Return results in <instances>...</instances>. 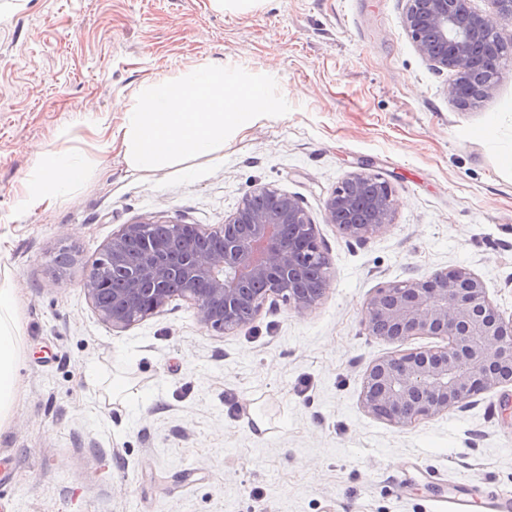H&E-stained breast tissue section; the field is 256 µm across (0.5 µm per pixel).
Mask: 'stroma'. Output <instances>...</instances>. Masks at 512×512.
I'll list each match as a JSON object with an SVG mask.
<instances>
[{
	"label": "stroma",
	"instance_id": "35a3bbf8",
	"mask_svg": "<svg viewBox=\"0 0 512 512\" xmlns=\"http://www.w3.org/2000/svg\"><path fill=\"white\" fill-rule=\"evenodd\" d=\"M404 7L0 0V272L23 336L0 438L6 512H429L435 486L512 495V385L409 427L360 405L372 362L442 344L370 336L362 309L379 287L463 267L512 316V58L490 98L459 108ZM218 62L274 77L290 112L236 129L222 161L131 170L110 133L142 86ZM60 148L83 160L73 192L28 205ZM360 172L394 199L392 223L361 242L325 221ZM266 184L301 202L328 254L312 310L270 300L224 334L180 298L123 330L99 320L84 281L121 225L213 227Z\"/></svg>",
	"mask_w": 512,
	"mask_h": 512
}]
</instances>
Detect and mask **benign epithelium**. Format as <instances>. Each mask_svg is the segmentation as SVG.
<instances>
[{"instance_id": "obj_1", "label": "benign epithelium", "mask_w": 512, "mask_h": 512, "mask_svg": "<svg viewBox=\"0 0 512 512\" xmlns=\"http://www.w3.org/2000/svg\"><path fill=\"white\" fill-rule=\"evenodd\" d=\"M406 0L403 26L417 52L454 72L448 99L469 108L489 98L500 78L505 42L498 20L512 21V0ZM390 185L357 173L325 204L326 223L364 240L390 224ZM154 222L124 224L95 264L85 290L99 319L125 329L161 312L178 296L195 305L200 323L226 332L251 324L272 296L296 312L323 297L330 263L317 225L300 202L272 186L246 194L213 228L166 223L188 248L157 247ZM365 329L387 341L435 336L445 345L381 358L365 372L361 405L369 415L407 427L512 384V318L499 313L483 281L462 267L378 288L362 312Z\"/></svg>"}]
</instances>
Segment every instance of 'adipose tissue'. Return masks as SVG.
Wrapping results in <instances>:
<instances>
[{"instance_id": "adipose-tissue-1", "label": "adipose tissue", "mask_w": 512, "mask_h": 512, "mask_svg": "<svg viewBox=\"0 0 512 512\" xmlns=\"http://www.w3.org/2000/svg\"><path fill=\"white\" fill-rule=\"evenodd\" d=\"M81 162L72 152L51 153L46 167L27 186V201L39 206L68 194L77 180ZM23 338L16 291L0 283V435L8 428L10 414L20 394L18 364Z\"/></svg>"}]
</instances>
